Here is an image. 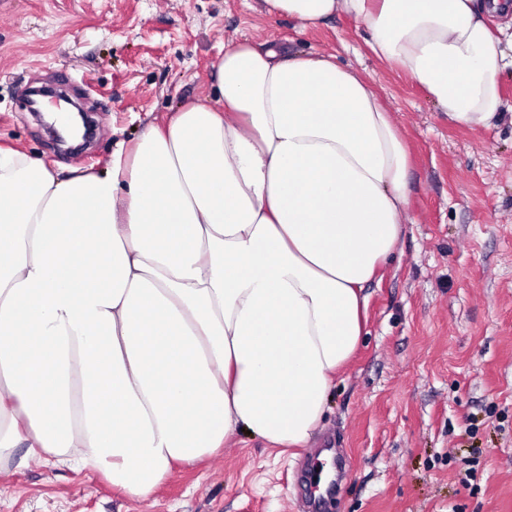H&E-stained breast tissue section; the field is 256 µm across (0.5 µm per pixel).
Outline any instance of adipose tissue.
<instances>
[{
  "mask_svg": "<svg viewBox=\"0 0 512 512\" xmlns=\"http://www.w3.org/2000/svg\"><path fill=\"white\" fill-rule=\"evenodd\" d=\"M262 2L353 17L455 123L502 115L512 0ZM216 95L99 173L0 147L1 473L23 447L146 500L241 430L310 443L403 235L407 144L331 54L231 41Z\"/></svg>",
  "mask_w": 512,
  "mask_h": 512,
  "instance_id": "obj_1",
  "label": "adipose tissue"
}]
</instances>
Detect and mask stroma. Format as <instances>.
Segmentation results:
<instances>
[{
	"label": "stroma",
	"mask_w": 512,
	"mask_h": 512,
	"mask_svg": "<svg viewBox=\"0 0 512 512\" xmlns=\"http://www.w3.org/2000/svg\"><path fill=\"white\" fill-rule=\"evenodd\" d=\"M354 19L315 27L260 0H0V146L102 170L183 102H212L225 43L332 54L379 91L410 151L409 222L367 288L366 335L298 456L240 434L135 500L88 470L14 452L0 512H512V74L497 125L449 120ZM66 92L93 139L57 145L26 100ZM324 458L333 488H313Z\"/></svg>",
	"instance_id": "stroma-1"
}]
</instances>
